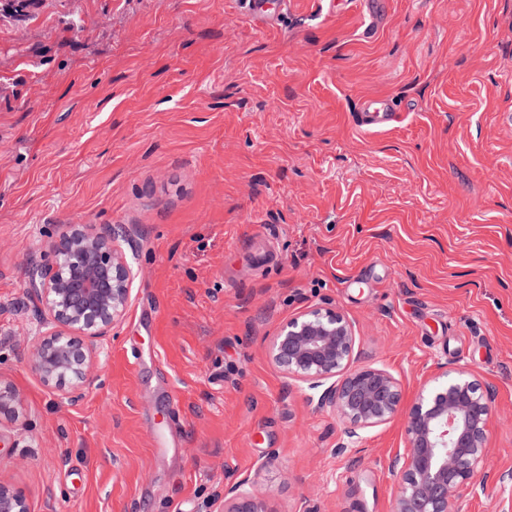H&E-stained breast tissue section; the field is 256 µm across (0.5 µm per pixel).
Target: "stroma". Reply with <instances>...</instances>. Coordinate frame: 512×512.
<instances>
[{
    "instance_id": "stroma-1",
    "label": "stroma",
    "mask_w": 512,
    "mask_h": 512,
    "mask_svg": "<svg viewBox=\"0 0 512 512\" xmlns=\"http://www.w3.org/2000/svg\"><path fill=\"white\" fill-rule=\"evenodd\" d=\"M0 0V338L35 331L29 257L59 224H123L133 303L79 409L19 351L0 476L31 512H214L275 456L277 512H392L395 418L337 453L318 391L268 345L336 306L412 402L438 367L493 386L512 470V0ZM391 98L397 123L358 126ZM137 346L141 361L129 348ZM246 2H248L249 17L256 25L272 20L276 7L287 3L285 0H246ZM25 400L21 392L10 381L0 378V426L4 422L21 427L26 425Z\"/></svg>"
}]
</instances>
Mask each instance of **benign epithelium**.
I'll return each mask as SVG.
<instances>
[{"instance_id": "benign-epithelium-1", "label": "benign epithelium", "mask_w": 512, "mask_h": 512, "mask_svg": "<svg viewBox=\"0 0 512 512\" xmlns=\"http://www.w3.org/2000/svg\"><path fill=\"white\" fill-rule=\"evenodd\" d=\"M123 224H61L27 264L26 296L37 303L38 330L18 341L41 384L76 407L101 367L100 341L119 327L132 304L134 274L122 241ZM349 319L330 304L290 318L268 354L287 379L322 389L316 407L343 422L337 452L359 447L364 434L405 416V448L388 459L396 492L393 512H460L459 501L484 489L494 389L461 369L444 370L402 410L400 381L387 369L360 365ZM25 427L21 392L0 378V425ZM262 459L254 477L224 486L216 512H277L258 489L274 465ZM0 512H31L25 491L0 478Z\"/></svg>"}]
</instances>
